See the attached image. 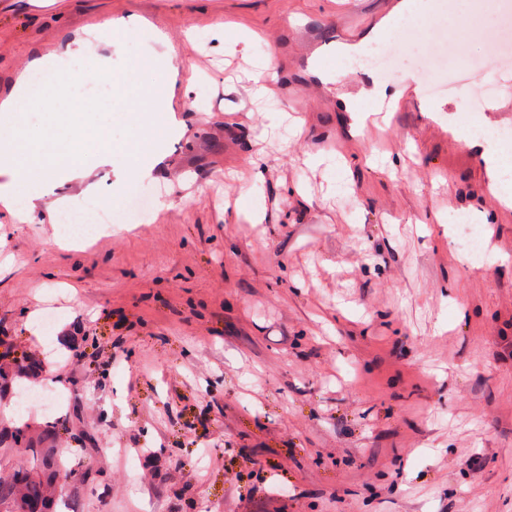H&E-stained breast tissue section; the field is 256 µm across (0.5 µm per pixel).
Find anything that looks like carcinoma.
I'll return each mask as SVG.
<instances>
[{
  "instance_id": "cac0c4a2",
  "label": "carcinoma",
  "mask_w": 512,
  "mask_h": 512,
  "mask_svg": "<svg viewBox=\"0 0 512 512\" xmlns=\"http://www.w3.org/2000/svg\"><path fill=\"white\" fill-rule=\"evenodd\" d=\"M0 401L22 382L38 376L43 365L28 356L21 357L14 345L0 338ZM67 429V417L61 415L42 424L29 416H14L0 422V448L31 451L37 464L14 470L0 480V512H64L62 491L57 489L59 476L66 469L55 456L51 444Z\"/></svg>"
}]
</instances>
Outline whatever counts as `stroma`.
<instances>
[{
	"label": "stroma",
	"instance_id": "stroma-1",
	"mask_svg": "<svg viewBox=\"0 0 512 512\" xmlns=\"http://www.w3.org/2000/svg\"><path fill=\"white\" fill-rule=\"evenodd\" d=\"M345 2L0 0V100L88 30L128 88L175 90L169 114L90 96L111 163L51 182L38 223L0 215V333L72 392L56 447L92 474L73 512H512V201L459 137L463 101L354 125L365 70L311 41L436 0ZM87 199L112 222L64 248L58 215ZM461 212L493 261L460 249ZM278 76L277 64L272 55H268L254 79V93L257 97H262L267 91L269 82L275 80Z\"/></svg>",
	"mask_w": 512,
	"mask_h": 512
}]
</instances>
